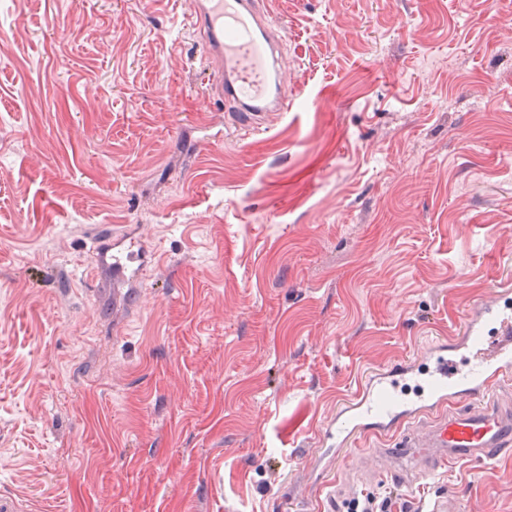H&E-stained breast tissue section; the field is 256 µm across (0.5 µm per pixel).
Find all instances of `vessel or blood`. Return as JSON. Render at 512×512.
<instances>
[{
  "label": "vessel or blood",
  "mask_w": 512,
  "mask_h": 512,
  "mask_svg": "<svg viewBox=\"0 0 512 512\" xmlns=\"http://www.w3.org/2000/svg\"><path fill=\"white\" fill-rule=\"evenodd\" d=\"M193 26L215 80L210 99L243 127L284 109L279 44L256 0H198ZM97 256L116 278H130L137 253L113 251L101 240ZM512 379V298H483L461 330L429 344L419 356L365 377L339 407L324 437L343 459L357 440L398 436L384 449L390 464L409 463L430 477L440 461L497 456L512 447V408L493 395Z\"/></svg>",
  "instance_id": "obj_1"
}]
</instances>
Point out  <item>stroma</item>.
<instances>
[{"label": "stroma", "instance_id": "stroma-1", "mask_svg": "<svg viewBox=\"0 0 512 512\" xmlns=\"http://www.w3.org/2000/svg\"><path fill=\"white\" fill-rule=\"evenodd\" d=\"M193 2L0 0V512H512V454L320 470L365 370L512 292V0H263L288 109L249 130ZM97 256L101 264L112 267V279L122 278L129 279L131 272L134 271V263L142 248L139 246L138 251H134V245H131L127 251H116L112 253V243L109 239H103L97 242Z\"/></svg>", "mask_w": 512, "mask_h": 512}]
</instances>
